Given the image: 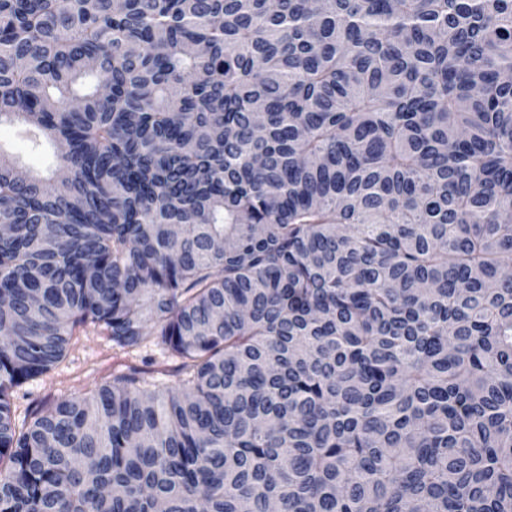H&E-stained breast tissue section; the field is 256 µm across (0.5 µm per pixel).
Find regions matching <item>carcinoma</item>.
<instances>
[{
	"label": "carcinoma",
	"instance_id": "1",
	"mask_svg": "<svg viewBox=\"0 0 512 512\" xmlns=\"http://www.w3.org/2000/svg\"><path fill=\"white\" fill-rule=\"evenodd\" d=\"M2 125L0 512H512V0H0ZM0 141L11 152L20 156L27 167L34 170L43 169L51 161L46 156L32 151L15 127L0 126ZM151 356L153 368L163 370L174 364L159 346L124 353L113 347L103 332L86 328L73 337L64 358L48 373L30 380L12 393V409L20 426L28 408L38 404L88 395L97 385L112 381V370L118 364L142 365L141 359Z\"/></svg>",
	"mask_w": 512,
	"mask_h": 512
}]
</instances>
